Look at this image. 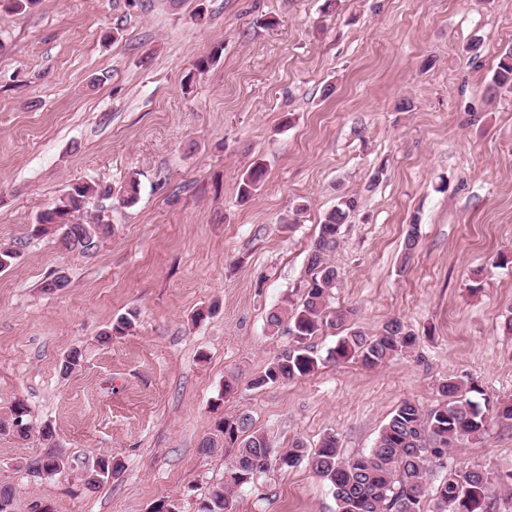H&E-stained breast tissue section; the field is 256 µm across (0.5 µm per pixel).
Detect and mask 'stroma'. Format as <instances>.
<instances>
[{"mask_svg": "<svg viewBox=\"0 0 512 512\" xmlns=\"http://www.w3.org/2000/svg\"><path fill=\"white\" fill-rule=\"evenodd\" d=\"M323 3L0 9V247L15 252L0 270V417L19 399L29 410L27 438L0 434L13 512H152L161 499L198 512L234 458L199 445L242 412L276 451L332 435L348 457L374 446L402 401L446 404L448 379L512 399V92L492 82L512 51V0ZM257 163L266 176L241 199ZM132 172L139 199L107 200L112 233L93 252L33 234L68 185L116 188ZM343 196L358 207L327 256L339 281L326 316L352 309L369 334L397 318L417 343L367 368L328 359L341 335L328 326L308 342L313 374L252 388L295 346L266 318L301 302L308 251ZM60 273L67 287L45 290ZM128 313L131 328L102 342ZM75 348L81 364L63 373ZM49 454L65 470L32 473ZM100 458L123 469L87 490ZM449 462L512 471V424L489 425ZM230 503L336 512L308 464L274 460Z\"/></svg>", "mask_w": 512, "mask_h": 512, "instance_id": "35a3bbf8", "label": "stroma"}]
</instances>
